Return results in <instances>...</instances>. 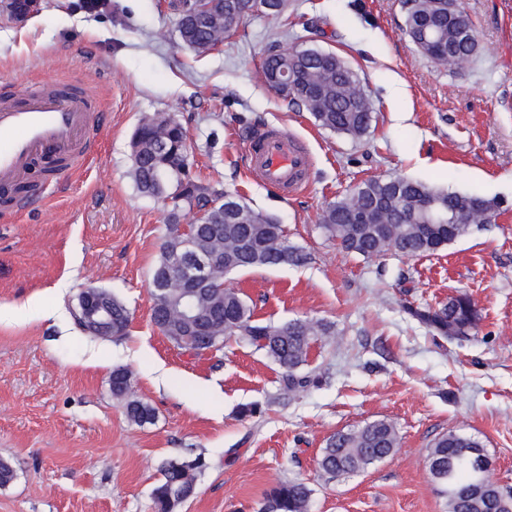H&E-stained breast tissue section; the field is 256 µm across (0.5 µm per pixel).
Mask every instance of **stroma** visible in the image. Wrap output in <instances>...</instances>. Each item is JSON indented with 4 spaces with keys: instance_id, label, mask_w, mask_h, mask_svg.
Segmentation results:
<instances>
[{
    "instance_id": "stroma-1",
    "label": "stroma",
    "mask_w": 512,
    "mask_h": 512,
    "mask_svg": "<svg viewBox=\"0 0 512 512\" xmlns=\"http://www.w3.org/2000/svg\"><path fill=\"white\" fill-rule=\"evenodd\" d=\"M85 2L42 0L36 16L0 24V88L77 82L110 112L83 174L23 214L0 211V307L24 312L0 322V459L16 471L0 486V512H152L164 465L197 457L196 493L178 512H253L288 479L309 485L310 512H448L426 457L452 430L482 442L493 479L512 492V0H463L478 49L451 69L408 37L402 0H288L285 17L248 18L204 55L181 43L168 0ZM298 44L355 70L374 115L362 139L314 125L265 84L268 48ZM157 113L186 129L197 174L275 216L311 253L307 265L252 269L231 284L257 320L335 323L310 351L320 385L284 390L279 367L244 337L196 355L152 323L171 203L137 191L129 142ZM270 126L312 154L297 196L246 170L245 136ZM397 175L497 199L501 214L424 258L366 259L325 238L330 202ZM91 281L128 308L126 336H91L75 321ZM463 293L479 314L469 338L433 336L406 312ZM118 366L152 423H131L113 396ZM253 403L262 416L241 417ZM381 419L398 431L391 456L356 474L319 471L329 437Z\"/></svg>"
}]
</instances>
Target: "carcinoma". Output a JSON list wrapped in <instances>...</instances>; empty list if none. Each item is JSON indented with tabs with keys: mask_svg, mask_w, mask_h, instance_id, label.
<instances>
[{
	"mask_svg": "<svg viewBox=\"0 0 512 512\" xmlns=\"http://www.w3.org/2000/svg\"><path fill=\"white\" fill-rule=\"evenodd\" d=\"M243 0H218L213 14L199 19L184 8L177 15L180 41L188 48L203 54L212 48L213 32L222 25L226 31H237L248 18L237 7ZM424 28L429 31L428 52L440 63H450V57L476 49L475 33L466 20L450 23L448 15H437L424 3L408 8L405 31L410 38ZM282 57L268 51L262 64V77L272 85ZM288 69L295 74L292 99L306 103L315 125L351 139H360L370 130L373 116L369 100L357 73L347 69L337 55L306 53L288 57ZM131 143L137 153L131 156L132 177L138 192L148 198H182L168 212L166 223L179 224L184 212L209 203L205 192L217 194L214 186H198L199 178L192 174L187 149V134L180 124H165V116L155 114L140 121ZM412 205L428 201L447 213L457 216L473 211L499 210L500 203L415 181L403 176L370 177L358 183L344 197L328 204L323 210L319 227L324 236L337 242L342 249L364 258H379L386 254L387 224H403L404 234L395 247L408 257L433 255L455 240L465 236L468 228L463 224L419 223V217L405 213L397 205V196ZM234 203L244 211L245 222L227 217L225 206L207 209V219L193 235L196 244L211 241L212 225H224V237L255 240L257 250L224 253V276L262 267L304 266L312 257L304 248L284 245L285 228L279 220L252 208L246 199L233 195ZM358 209H371L385 219V223H370L361 227L351 219ZM190 249L182 238L168 231L159 250L152 276L168 268L175 253ZM209 325L214 327L215 340L201 342L200 348H213L220 352L224 342L233 336H245L250 343L279 366L284 388L300 391L318 383L316 374L300 373L306 364L311 345L320 336L334 333V325L326 321L296 319L281 325L263 323L254 318V308L244 294L226 288L205 301ZM408 314L424 324L436 336L448 337V327L466 328L479 319L469 296L460 294L441 306H409ZM130 314L125 304L112 297V333L120 337L127 333ZM131 384V375L123 367L112 371V393H122ZM127 418L138 425L154 419L152 406L139 399L125 401ZM398 447L395 426L387 420L370 422L353 431L333 435L322 449L317 461L321 472L336 476L359 472L389 457ZM482 447L479 439L450 431L437 437L427 456L428 467H437L448 485V512H512V496L499 487L482 483L478 468L484 460L474 452ZM204 466L201 458L172 460L167 463L163 479L154 487L152 499L155 512H168L172 500L195 489V473ZM312 490L299 480L283 481L265 496L258 512H309Z\"/></svg>",
	"mask_w": 512,
	"mask_h": 512,
	"instance_id": "obj_1",
	"label": "carcinoma"
}]
</instances>
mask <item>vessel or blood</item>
<instances>
[{
  "mask_svg": "<svg viewBox=\"0 0 512 512\" xmlns=\"http://www.w3.org/2000/svg\"><path fill=\"white\" fill-rule=\"evenodd\" d=\"M106 120L105 106L81 86L59 82L38 94L0 89V205L18 212L52 195L94 154ZM247 159L251 172L290 196L304 189L312 162L302 139L276 127L251 135ZM46 167L52 175L27 192Z\"/></svg>",
  "mask_w": 512,
  "mask_h": 512,
  "instance_id": "b4317fda",
  "label": "vessel or blood"
}]
</instances>
